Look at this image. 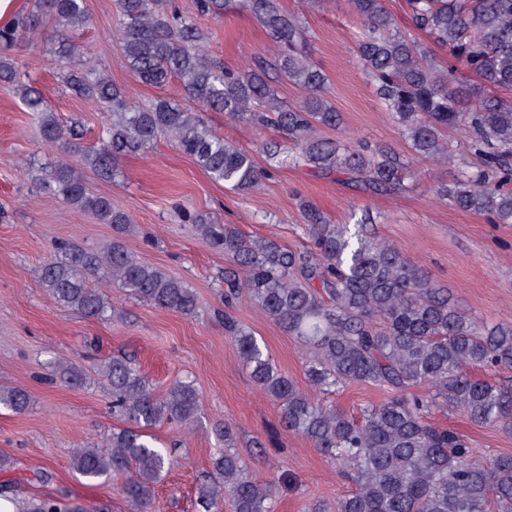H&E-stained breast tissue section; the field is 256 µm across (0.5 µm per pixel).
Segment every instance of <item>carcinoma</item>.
<instances>
[{"label": "carcinoma", "instance_id": "cac0c4a2", "mask_svg": "<svg viewBox=\"0 0 512 512\" xmlns=\"http://www.w3.org/2000/svg\"><path fill=\"white\" fill-rule=\"evenodd\" d=\"M363 21L357 57L375 82L385 110L411 150L455 162L451 184H436L435 195L463 211L486 213L512 224V105L489 95L491 87L512 86V0H408L414 26L446 51L441 68L414 42L394 29L382 0H350ZM229 0H196L197 11L219 18ZM278 48L272 60L231 70L209 54L206 36L190 19L162 0H114L118 48L135 80L163 87L180 80L182 106L166 99L135 104L127 91L95 69L70 65L62 82L72 95L112 111L98 147L83 152L84 164L105 179L117 172L119 157L168 138L192 157L209 178L238 191L257 188L269 170L307 165L339 173L377 191L403 185L405 164L386 149L331 138L324 130L342 126V115L326 96V76L310 59L308 32L300 16L279 0H241ZM71 33L58 56L81 54L76 43L91 23L86 0H33V6L0 27V43L12 45L47 21ZM481 83L459 78V67ZM274 70L306 93L301 106L283 104L268 82ZM21 73L0 59V86L16 88ZM24 100L41 114L39 134L64 153L83 136L78 122L65 126L43 104L41 93L24 85ZM213 110L251 126H271L285 139L258 145L267 166L213 132L201 112ZM461 132L462 151L444 133ZM37 185L115 233L101 248L61 240L40 269V280L59 305L84 317L120 319L103 288L117 287L137 302L194 316L195 291L145 263L124 245L132 217L112 208L62 157ZM303 234L312 247L293 250L273 238L246 236L232 224H213L198 214L185 219L207 245L224 253V331L231 336L255 386L277 405L290 430L336 464L353 492L311 512H512V455L485 462L463 435L437 427L432 417L455 413L487 427L512 432V382L490 383L472 371L512 369V325H489L460 307L448 286L424 267L367 229L370 217L336 224L301 201ZM303 348L306 388L282 373L255 333L233 309L242 298ZM112 394V412L135 425L112 432L102 446L89 444L71 455L75 472L89 479L121 477V491L133 512H150L149 486L172 463L173 450L154 445L147 428L163 421L185 427L201 418L191 381H180L158 399L133 357L114 356L100 366ZM60 376L83 384V369L65 363ZM352 383L388 393L360 408L355 418L324 397ZM28 392L0 387V406L29 409ZM211 433L224 446L200 477L199 512H275L280 476L257 480L237 451L236 432L217 423ZM25 512H110L106 504L67 506L55 497L27 502Z\"/></svg>", "mask_w": 512, "mask_h": 512}]
</instances>
